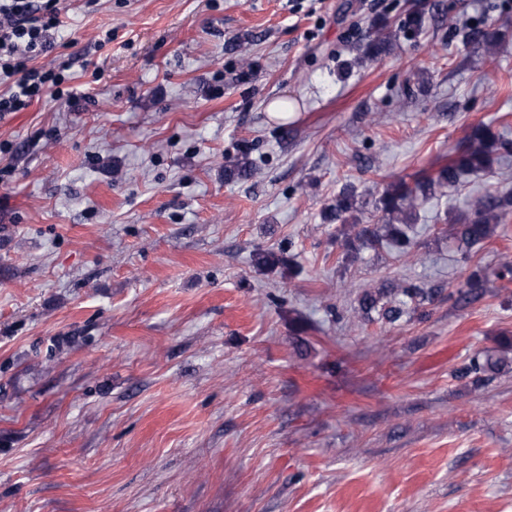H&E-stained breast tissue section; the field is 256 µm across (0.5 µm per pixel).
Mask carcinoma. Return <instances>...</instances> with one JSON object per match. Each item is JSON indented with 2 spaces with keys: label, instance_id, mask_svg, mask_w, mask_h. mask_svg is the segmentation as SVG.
Wrapping results in <instances>:
<instances>
[{
  "label": "carcinoma",
  "instance_id": "carcinoma-1",
  "mask_svg": "<svg viewBox=\"0 0 512 512\" xmlns=\"http://www.w3.org/2000/svg\"><path fill=\"white\" fill-rule=\"evenodd\" d=\"M512 150V144L495 134L488 126L478 124L471 128L459 147L458 154L442 165L435 173L422 172L409 179L404 177L386 184L376 210L380 213L375 224H361L349 220L346 214L353 210V195L345 192L336 200V220L342 221L340 236L344 249L357 253L363 248L386 247L398 253L405 252L414 241L417 206L428 198L444 193L449 187L460 184L466 177L492 168L498 156ZM512 214V193L492 192L474 197L470 213L457 225L456 236L465 251L483 245L495 234L497 225L503 224ZM255 261L261 266L274 268L289 266L288 258L273 251H258ZM512 281V259L504 257L488 273L476 270L460 285L459 293L478 296L489 283V277ZM431 298V294L412 282H401L395 287L376 293H366L360 299L362 311L376 312L387 323L399 321L410 309ZM496 365L488 356L475 355L461 369V374L479 375Z\"/></svg>",
  "mask_w": 512,
  "mask_h": 512
}]
</instances>
